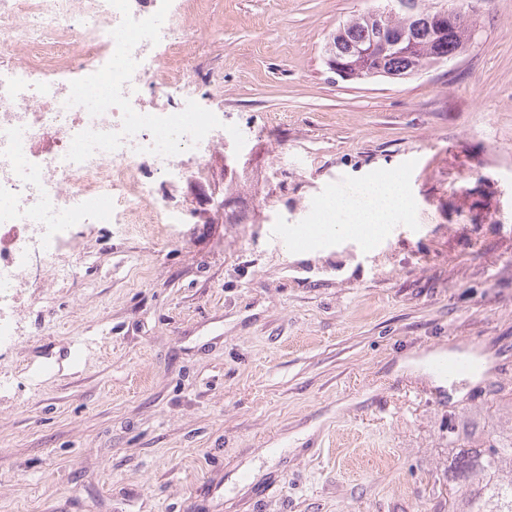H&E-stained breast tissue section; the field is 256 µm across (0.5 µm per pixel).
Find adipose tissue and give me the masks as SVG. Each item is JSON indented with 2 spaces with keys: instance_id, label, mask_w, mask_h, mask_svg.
Here are the masks:
<instances>
[{
  "instance_id": "adipose-tissue-1",
  "label": "adipose tissue",
  "mask_w": 512,
  "mask_h": 512,
  "mask_svg": "<svg viewBox=\"0 0 512 512\" xmlns=\"http://www.w3.org/2000/svg\"><path fill=\"white\" fill-rule=\"evenodd\" d=\"M409 207V197L402 181L391 178L368 182L354 200L338 196L328 198L324 203V213L329 216L343 210L351 212V223L337 225V233L356 237L368 244Z\"/></svg>"
}]
</instances>
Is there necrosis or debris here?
I'll use <instances>...</instances> for the list:
<instances>
[{"label": "necrosis or debris", "instance_id": "necrosis-or-debris-1", "mask_svg": "<svg viewBox=\"0 0 512 512\" xmlns=\"http://www.w3.org/2000/svg\"><path fill=\"white\" fill-rule=\"evenodd\" d=\"M157 15L151 0H0V304L32 268L68 281L84 256L69 225L182 223L158 182L202 173L224 116L188 94L142 109L157 47L175 65L196 36L180 7Z\"/></svg>", "mask_w": 512, "mask_h": 512}]
</instances>
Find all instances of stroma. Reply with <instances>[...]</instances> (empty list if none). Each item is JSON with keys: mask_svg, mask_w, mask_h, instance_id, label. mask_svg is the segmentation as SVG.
<instances>
[{"mask_svg": "<svg viewBox=\"0 0 512 512\" xmlns=\"http://www.w3.org/2000/svg\"><path fill=\"white\" fill-rule=\"evenodd\" d=\"M380 0H196L191 92L228 135L168 235L76 224L86 255L0 346V512H448V449L512 401V0L452 62L355 83L323 45ZM218 35H209V28ZM244 161L224 221V159ZM394 174L366 247L289 251L324 200ZM479 361L441 383L435 353ZM456 418H449V411Z\"/></svg>", "mask_w": 512, "mask_h": 512, "instance_id": "1", "label": "stroma"}]
</instances>
